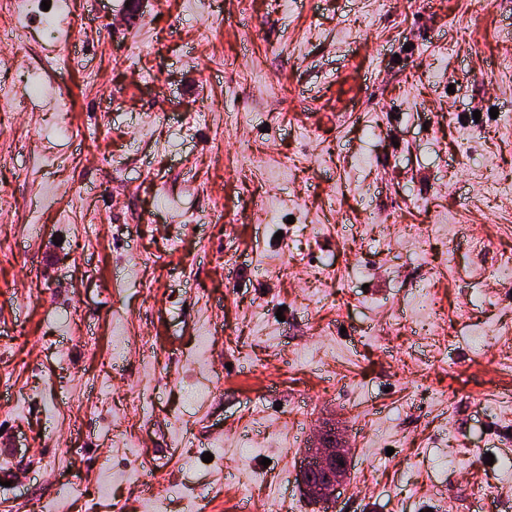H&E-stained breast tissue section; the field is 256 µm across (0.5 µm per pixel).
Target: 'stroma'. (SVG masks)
Returning a JSON list of instances; mask_svg holds the SVG:
<instances>
[{"mask_svg": "<svg viewBox=\"0 0 512 512\" xmlns=\"http://www.w3.org/2000/svg\"><path fill=\"white\" fill-rule=\"evenodd\" d=\"M41 2L0 0V512H322L320 435L337 512H512V0ZM309 451V460L299 472L300 483L307 495L319 502L331 503L337 489L347 479L348 453L345 448H336L332 441L325 440L321 448H309ZM311 470L318 475L316 481L313 480Z\"/></svg>", "mask_w": 512, "mask_h": 512, "instance_id": "obj_1", "label": "stroma"}]
</instances>
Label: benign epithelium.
I'll return each instance as SVG.
<instances>
[{
	"label": "benign epithelium",
	"instance_id": "1",
	"mask_svg": "<svg viewBox=\"0 0 512 512\" xmlns=\"http://www.w3.org/2000/svg\"><path fill=\"white\" fill-rule=\"evenodd\" d=\"M348 465L346 450L331 441L310 449L308 464L299 472L303 490L322 503L334 501L337 489L347 479Z\"/></svg>",
	"mask_w": 512,
	"mask_h": 512
}]
</instances>
